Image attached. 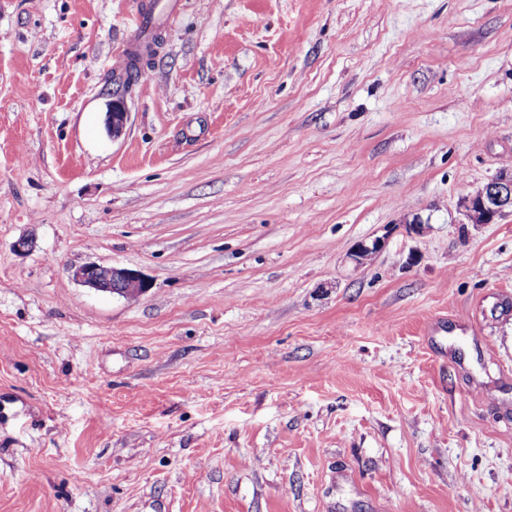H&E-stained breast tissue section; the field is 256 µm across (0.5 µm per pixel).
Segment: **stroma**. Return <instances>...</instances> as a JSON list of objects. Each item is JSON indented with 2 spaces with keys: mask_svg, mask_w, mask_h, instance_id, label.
<instances>
[{
  "mask_svg": "<svg viewBox=\"0 0 512 512\" xmlns=\"http://www.w3.org/2000/svg\"><path fill=\"white\" fill-rule=\"evenodd\" d=\"M151 2L0 0V512H512V0H177L114 137ZM106 114L108 132L114 137L119 136L125 128L130 114L127 109L126 95L113 92L109 111ZM512 208V178L500 177L485 186L477 209L484 213L483 224H491L505 209ZM74 276L91 288L121 296L140 295L150 288L148 281L137 271L96 262L78 267Z\"/></svg>",
  "mask_w": 512,
  "mask_h": 512,
  "instance_id": "obj_1",
  "label": "stroma"
}]
</instances>
